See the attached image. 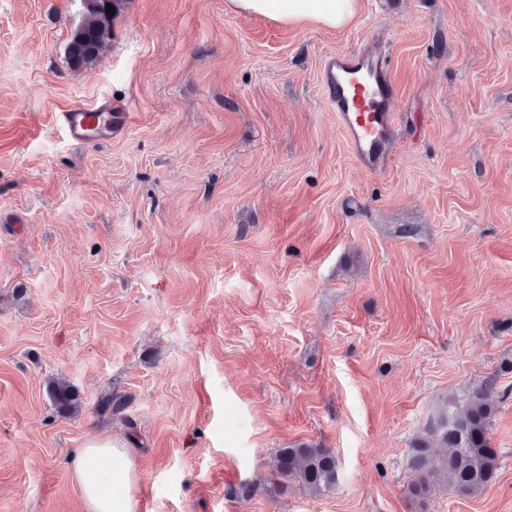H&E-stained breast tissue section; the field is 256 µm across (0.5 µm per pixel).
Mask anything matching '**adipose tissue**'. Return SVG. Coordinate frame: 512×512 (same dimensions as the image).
Returning <instances> with one entry per match:
<instances>
[{
  "label": "adipose tissue",
  "mask_w": 512,
  "mask_h": 512,
  "mask_svg": "<svg viewBox=\"0 0 512 512\" xmlns=\"http://www.w3.org/2000/svg\"><path fill=\"white\" fill-rule=\"evenodd\" d=\"M225 7L240 16H260L285 27L314 24L338 29L356 19L361 0H225ZM69 468L86 512H137L131 493L136 472L111 439L98 437L72 449Z\"/></svg>",
  "instance_id": "adipose-tissue-1"
}]
</instances>
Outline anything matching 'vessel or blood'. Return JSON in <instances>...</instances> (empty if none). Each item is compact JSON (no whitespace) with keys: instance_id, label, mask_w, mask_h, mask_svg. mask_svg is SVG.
<instances>
[{"instance_id":"obj_1","label":"vessel or blood","mask_w":512,"mask_h":512,"mask_svg":"<svg viewBox=\"0 0 512 512\" xmlns=\"http://www.w3.org/2000/svg\"><path fill=\"white\" fill-rule=\"evenodd\" d=\"M322 82L327 102L355 159L378 174L390 162L395 136L391 103L395 89L386 52H342L326 58ZM70 141L88 145L111 140L112 104L72 106L57 117Z\"/></svg>"}]
</instances>
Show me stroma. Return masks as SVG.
<instances>
[{"label":"stroma","instance_id":"stroma-1","mask_svg":"<svg viewBox=\"0 0 512 512\" xmlns=\"http://www.w3.org/2000/svg\"><path fill=\"white\" fill-rule=\"evenodd\" d=\"M224 2L123 0L76 69L80 0H0V512H85L68 455L99 436L137 512H512V394L492 486L409 492L441 402L512 387V0H362L339 30ZM375 47L379 175L321 85ZM103 99L125 122L72 144L54 115ZM301 443L335 453L333 490L276 474ZM49 398L55 409L66 416H76L81 402L73 388L66 381H54L48 388Z\"/></svg>","mask_w":512,"mask_h":512}]
</instances>
